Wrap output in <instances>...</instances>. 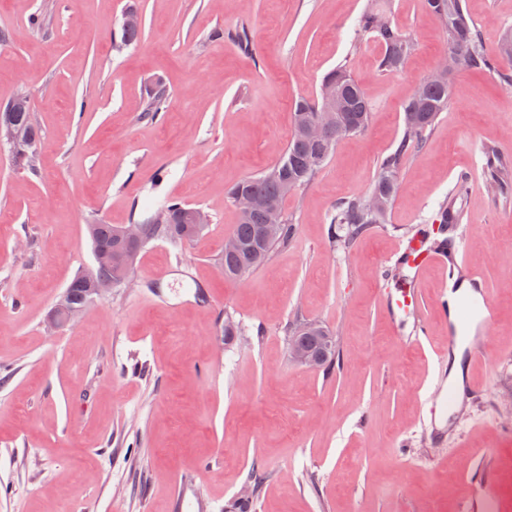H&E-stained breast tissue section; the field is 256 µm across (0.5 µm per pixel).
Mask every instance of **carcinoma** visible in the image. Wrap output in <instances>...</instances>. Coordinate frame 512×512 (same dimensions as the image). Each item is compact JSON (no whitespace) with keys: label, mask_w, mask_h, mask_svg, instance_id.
<instances>
[{"label":"carcinoma","mask_w":512,"mask_h":512,"mask_svg":"<svg viewBox=\"0 0 512 512\" xmlns=\"http://www.w3.org/2000/svg\"><path fill=\"white\" fill-rule=\"evenodd\" d=\"M425 8L436 15L448 36V45L464 57V64L474 68H489L491 62L484 56L476 30L466 15L462 0H425ZM142 21L135 8L128 9L120 23L115 45L126 49L138 43ZM355 35H372L382 46L381 71L392 73L404 63L413 48V42L399 29L393 27L380 8L370 5L358 17ZM332 85L343 100L340 122L341 132H333L321 143L309 141L300 129L303 118H313L324 106L323 97L315 100L301 98L294 103V129L279 160L257 177L238 181L230 190L231 198L247 194L262 202L283 205L288 193L307 184L333 153L336 139L342 135L362 133L368 126L371 104L360 85L351 78L347 69L338 66L323 78L321 87ZM451 84L448 80L429 81L420 84L403 106V136L394 152L384 157L379 164V173L370 193L378 194L392 205L396 195L397 179L403 158L422 141L431 130L440 114L448 109ZM168 98L165 86L158 84L150 92L144 109L145 115L164 111ZM11 124L22 133V149L34 155L39 139L38 129L30 125L27 106L17 105L5 114ZM483 155L494 159L493 165L484 169L486 180L492 191L504 194L512 187V156L503 153L494 145L483 147ZM366 198L353 197L336 207L332 223L341 226L343 234L336 242L346 248L359 236L376 224L386 223L388 211L370 212L365 207ZM192 206L168 199L146 217L139 220L145 225L142 241L131 245L126 251L137 256L151 241L163 238L183 241L189 231V212ZM265 213L261 208L241 213L233 235L240 241L242 250L226 253L220 258L224 276L233 279L264 265L278 248H286L296 232L292 222L286 220L279 232L269 237L262 235ZM88 234L91 247H111L114 243V225L90 224Z\"/></svg>","instance_id":"carcinoma-1"}]
</instances>
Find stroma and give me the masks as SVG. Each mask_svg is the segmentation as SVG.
I'll return each mask as SVG.
<instances>
[{
	"mask_svg": "<svg viewBox=\"0 0 512 512\" xmlns=\"http://www.w3.org/2000/svg\"><path fill=\"white\" fill-rule=\"evenodd\" d=\"M368 0H0V105L26 92L39 129L38 169L0 144V512H169L182 477L190 502L230 512L254 464L256 512H463L472 474L512 488V193L490 192L481 148L512 154V0H464L492 68L458 67L453 97L405 157L389 221L342 250L337 202L371 188L402 136V106L448 51L423 0H391L412 39L402 69L381 49L353 50ZM140 41L115 51L129 5ZM40 26H33V16ZM245 29L249 49L228 40ZM346 65L372 105L368 128L343 137L292 192L288 248L237 279L219 258L237 221L228 191L277 161L292 106L317 97ZM166 112L143 117L155 83ZM467 266L496 316L476 388L434 431L420 405L438 385L448 322L435 307L442 274L418 282L429 342L402 343L378 272L417 227L436 223L459 176ZM175 197L210 224L192 242L156 240L133 281L66 329L46 326L73 276L93 264L86 227L128 224ZM161 280L163 298L147 288ZM237 327L224 334V319ZM336 338L340 365L305 368L288 354L293 323ZM216 459L206 469L202 463Z\"/></svg>",
	"mask_w": 512,
	"mask_h": 512,
	"instance_id": "35a3bbf8",
	"label": "stroma"
}]
</instances>
